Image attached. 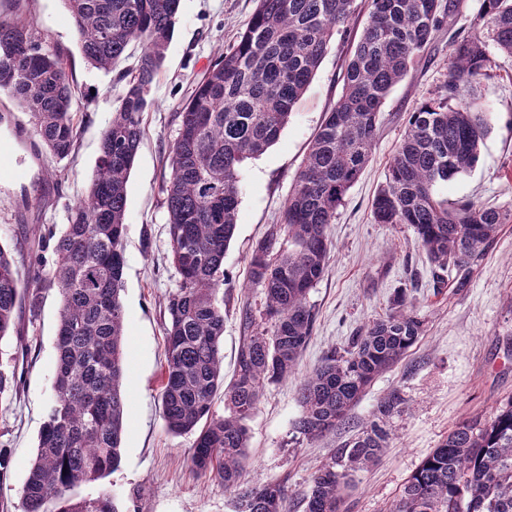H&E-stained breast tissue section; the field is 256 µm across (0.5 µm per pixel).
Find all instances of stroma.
<instances>
[{
    "label": "stroma",
    "instance_id": "stroma-1",
    "mask_svg": "<svg viewBox=\"0 0 512 512\" xmlns=\"http://www.w3.org/2000/svg\"><path fill=\"white\" fill-rule=\"evenodd\" d=\"M481 0H460L419 64L395 85L379 116L371 159L327 229L332 242L324 277L308 303L314 327L294 374L268 383L247 422L250 444L242 482H283L288 512H304L302 498L331 453L366 425L379 399L398 391L402 413L390 421L392 439L381 458L353 475L347 512H389L423 459L462 418L490 414L512 396V224L503 225L466 287L436 289L433 267L411 227L377 224L371 202L405 131L408 114L448 71V41L455 33L487 38L476 16ZM256 7L255 0H181L173 38L143 115V143L127 183L124 289L126 428L121 464L111 475L74 487V498L110 495L119 512H233V494L191 463L193 435L168 431L162 414L160 374L168 323L167 302L179 274L171 262L164 184L176 114L193 82L219 48L232 45ZM28 14L47 44L70 62L78 139L73 156L55 161L43 148L31 118L0 93V246L16 257L23 287L50 271L52 248L36 249L34 227L61 229L68 209L89 185L103 130L124 91L119 72L135 66L130 46L113 72L87 65L62 0H29ZM347 44L333 41L279 140L248 160L240 174V219L224 255L225 376H232L247 331L259 316L264 291L252 284L253 247L276 224L296 173L325 113L339 97ZM498 75L468 85L462 102L486 113L489 133L468 173L440 185L438 198L475 199L512 209V59L497 57ZM424 321V334L394 367L379 375L352 410L348 424L310 441L294 431L300 415L297 389L331 348L389 313L398 290ZM60 296L44 290L36 311L21 308L17 327L0 340V363L15 370L18 392L0 399V447L10 453L0 501H18L36 454L38 433L53 400L54 348Z\"/></svg>",
    "mask_w": 512,
    "mask_h": 512
}]
</instances>
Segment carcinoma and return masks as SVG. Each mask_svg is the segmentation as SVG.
<instances>
[{"label": "carcinoma", "instance_id": "cac0c4a2", "mask_svg": "<svg viewBox=\"0 0 512 512\" xmlns=\"http://www.w3.org/2000/svg\"><path fill=\"white\" fill-rule=\"evenodd\" d=\"M85 62L112 71L132 43L142 46L135 69L120 74L125 92L103 133L85 195L69 210L60 234L35 229L41 247L54 242L45 286L62 297L55 340L54 400L39 434L14 512H117L110 495L71 499L66 492L117 470L125 429V312L120 300L125 257L127 182L141 146L148 94L173 37L180 0H63ZM27 0H11L0 17V92L30 114L52 158L74 150V87L64 55L47 47L25 16ZM459 8L455 0H368L352 43L343 90L326 112L284 207L281 222L249 259L251 282L264 288L265 322L250 332L224 383V254L240 214V171L277 142L292 110L320 67L333 38L360 13L357 0H256L240 39L218 52L178 112L164 187L171 259L180 275L169 296L162 410L170 432L191 434V461L235 493L233 512H287L280 482L242 491L249 448L245 422L266 384L288 377L309 341L308 295L324 276L327 227L366 168L379 112L394 85L421 61ZM479 19L497 53L512 58V0H482ZM446 80L410 114L408 126L371 203L376 224L410 226L430 262L454 267L456 287L481 260L512 210L472 200L448 203L435 187L471 171L489 131L473 104L452 105L467 84L491 76L486 43L459 35L448 43ZM41 289L21 287L12 253L0 246V340ZM423 321L404 290L393 311L330 349L300 385L295 432L317 439L346 422L373 379L417 342ZM224 391V414L212 411ZM393 391L363 430L313 476L305 512H346L352 475L388 447L389 419L403 411ZM390 512H512V397L487 417L460 420L426 456Z\"/></svg>", "mask_w": 512, "mask_h": 512}]
</instances>
